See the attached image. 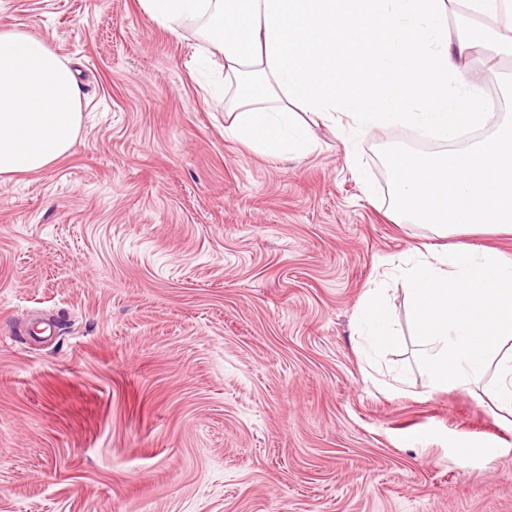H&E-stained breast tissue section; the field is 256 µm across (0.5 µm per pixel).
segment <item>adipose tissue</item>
<instances>
[{"mask_svg": "<svg viewBox=\"0 0 512 512\" xmlns=\"http://www.w3.org/2000/svg\"><path fill=\"white\" fill-rule=\"evenodd\" d=\"M157 25L182 36L199 25L211 56H222L227 138L281 159L316 142L297 109L324 121L349 119L346 161L356 143L395 125L451 141L468 129L492 132L463 150H396L387 157L394 213L447 240L390 262L401 281L430 390L490 384L512 415V260L463 239L512 234V118L495 120L475 79L457 60L484 37L452 35L449 14L466 13L498 31L512 54V0H140ZM82 90L48 40L0 28V183L37 173L67 155L82 125ZM370 352L397 349L383 289H368L357 313Z\"/></svg>", "mask_w": 512, "mask_h": 512, "instance_id": "adipose-tissue-1", "label": "adipose tissue"}]
</instances>
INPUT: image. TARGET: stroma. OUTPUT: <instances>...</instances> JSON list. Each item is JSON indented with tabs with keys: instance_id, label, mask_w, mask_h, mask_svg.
Returning <instances> with one entry per match:
<instances>
[{
	"instance_id": "stroma-1",
	"label": "stroma",
	"mask_w": 512,
	"mask_h": 512,
	"mask_svg": "<svg viewBox=\"0 0 512 512\" xmlns=\"http://www.w3.org/2000/svg\"><path fill=\"white\" fill-rule=\"evenodd\" d=\"M85 95L49 168L0 184V512H512V424L489 395L427 393L385 260L391 126L346 162L337 128L278 159L225 137L194 29L139 0H0ZM512 115V57L458 62ZM386 288L405 369L365 374L356 315Z\"/></svg>"
}]
</instances>
